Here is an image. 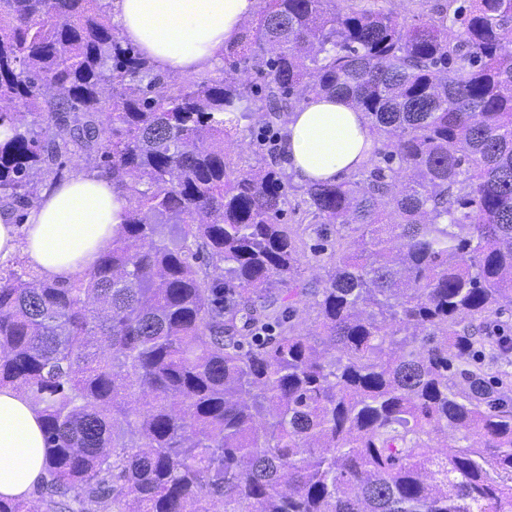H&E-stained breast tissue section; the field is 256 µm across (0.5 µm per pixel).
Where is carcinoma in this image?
<instances>
[{"instance_id": "obj_1", "label": "carcinoma", "mask_w": 512, "mask_h": 512, "mask_svg": "<svg viewBox=\"0 0 512 512\" xmlns=\"http://www.w3.org/2000/svg\"><path fill=\"white\" fill-rule=\"evenodd\" d=\"M225 55L165 87L106 0H0V207L76 150L136 199L73 280L0 268V387L43 405L47 448L37 498L0 512H512V389L473 358L512 354L486 339L512 309V0H434L410 26L265 0ZM322 94L384 150L304 188V231L337 225L310 290L289 181L234 168L226 138ZM309 295L323 350L292 323Z\"/></svg>"}]
</instances>
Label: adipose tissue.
<instances>
[{
  "label": "adipose tissue",
  "mask_w": 512,
  "mask_h": 512,
  "mask_svg": "<svg viewBox=\"0 0 512 512\" xmlns=\"http://www.w3.org/2000/svg\"><path fill=\"white\" fill-rule=\"evenodd\" d=\"M257 8L258 0H113V20L156 69L190 72L221 63L225 45ZM374 140L348 99L313 95L286 118L281 160L299 183H340L367 164ZM127 208L123 189L106 174L59 180L40 192L23 225L0 214V257L19 253L41 278L72 280L111 246ZM42 418L30 393L0 388V495L27 498L39 484Z\"/></svg>",
  "instance_id": "adipose-tissue-1"
}]
</instances>
